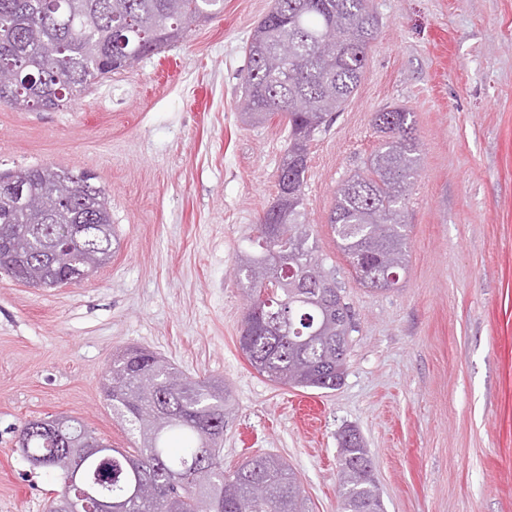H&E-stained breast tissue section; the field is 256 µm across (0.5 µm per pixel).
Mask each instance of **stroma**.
Here are the masks:
<instances>
[{
    "label": "stroma",
    "mask_w": 512,
    "mask_h": 512,
    "mask_svg": "<svg viewBox=\"0 0 512 512\" xmlns=\"http://www.w3.org/2000/svg\"><path fill=\"white\" fill-rule=\"evenodd\" d=\"M273 0H224L184 41L107 75L67 108L0 104V174L52 164L108 193L111 261L78 284L0 274V512H47L57 472L21 425L64 414L133 448L102 382L128 348L232 394L224 469L279 457L312 512H339L337 434L368 442L385 512H512V0H372L380 20L353 100L310 146L304 207L356 325L335 390L282 387L238 336L239 250L277 195L288 127L239 110L246 44ZM413 114L420 166L397 288H366L327 222L338 186Z\"/></svg>",
    "instance_id": "obj_1"
}]
</instances>
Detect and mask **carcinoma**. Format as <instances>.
<instances>
[{
  "label": "carcinoma",
  "mask_w": 512,
  "mask_h": 512,
  "mask_svg": "<svg viewBox=\"0 0 512 512\" xmlns=\"http://www.w3.org/2000/svg\"><path fill=\"white\" fill-rule=\"evenodd\" d=\"M223 0H0V61L28 81L20 91L0 88V104L55 111L73 102L92 81L133 67L144 57L184 40L191 24L218 13ZM339 43L329 44V29ZM370 0H273L246 45L243 97L255 122L280 114L288 125L287 173L264 213L288 247L250 236L238 256L236 277L252 293L269 290L261 313L243 317L239 345L250 365L276 384L335 390L347 371L351 308L316 252L302 212L309 147L333 115L353 99L377 39ZM288 40L293 56L282 63L276 48ZM305 100L306 110L294 103ZM411 112L375 113L384 134L366 172L337 189L328 224L365 287L407 264L406 203L418 167ZM0 191V273L35 288L67 269L107 263L114 229L105 191L91 175L53 165L5 174ZM87 224L81 244L69 243L67 225ZM105 393L112 412L137 432L135 453L93 457L88 480L108 477L102 490L122 512H310L295 472L272 455H256L224 471V427L232 413L223 382L191 378L154 353L131 348L112 358ZM94 434L72 418L51 444L26 437V453L47 456ZM176 437L174 451L168 439ZM340 447V512H384L373 461L360 431L346 427ZM265 487V496L254 487Z\"/></svg>",
  "instance_id": "carcinoma-1"
}]
</instances>
